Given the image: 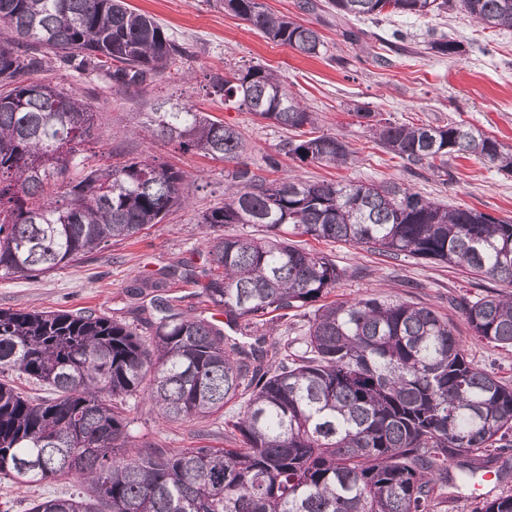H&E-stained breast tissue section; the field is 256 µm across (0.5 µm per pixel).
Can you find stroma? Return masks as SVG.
Masks as SVG:
<instances>
[{
	"label": "stroma",
	"mask_w": 512,
	"mask_h": 512,
	"mask_svg": "<svg viewBox=\"0 0 512 512\" xmlns=\"http://www.w3.org/2000/svg\"><path fill=\"white\" fill-rule=\"evenodd\" d=\"M131 7L158 20L185 52L162 77L142 89L116 93L103 78L49 64L37 80L77 91L99 114L96 138L84 150L86 168L120 165L146 155L184 171L190 178L188 207L172 211L161 223L138 237L38 277L0 279V309L24 311H81L132 321L136 309L149 298L132 296L139 278L172 268L175 276L166 299L183 315L209 321L220 311L202 301L199 286L186 278L187 266H203L207 227L202 213L224 202V176L230 163L186 152L177 144L152 138L144 126L147 113L187 103L207 112L241 133L244 161L263 167L266 155L277 156L279 176L304 181L395 182L450 207H469L499 218L512 217V174L497 171L475 158L449 157L447 171L395 157L374 142L363 111L380 112L400 122L442 126L451 121L469 124L512 147V29H482L460 10L427 18L388 16L373 20L341 21L325 0L305 11L302 0H263L272 12L316 28L328 51L308 57L275 43L247 21L225 12L219 0H127ZM404 39L393 42L394 31ZM447 34L460 52L448 59L427 48L430 31ZM262 65L281 75L307 111L313 112L321 132L346 142L354 151L343 167L294 161L284 151L298 130H286L251 113L234 109L212 94L206 77ZM299 247L329 254L350 276L332 290L330 300L367 295L391 296L428 306L448 316L470 360L512 386V352L472 336L451 298L474 297L494 288V281L459 268L405 257L387 258L365 247L341 242L298 238ZM241 409L225 406L223 415L202 423H167L146 401L132 406L133 434L138 443L167 448L209 444L227 447L224 420ZM504 470L503 484L480 481L473 486L442 488L441 512H474L477 499H493L512 488V451L504 450L491 464ZM67 480H45L27 486L0 480V503L10 512H27L31 500L69 491Z\"/></svg>",
	"instance_id": "1"
}]
</instances>
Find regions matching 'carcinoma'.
<instances>
[{"instance_id":"cac0c4a2","label":"carcinoma","mask_w":512,"mask_h":512,"mask_svg":"<svg viewBox=\"0 0 512 512\" xmlns=\"http://www.w3.org/2000/svg\"><path fill=\"white\" fill-rule=\"evenodd\" d=\"M345 18H416L459 8L487 28L512 29V0H329ZM269 40L300 54L327 51L319 32L268 12L261 0H222ZM437 56L459 53L440 35ZM183 54L150 15L126 0H0V279L49 274L115 240L138 236L188 200V176L151 156L83 170L63 192L51 183L83 166L80 146L96 113L76 91L33 79L58 62L98 71L117 93L163 75ZM213 94L287 129L315 123L282 76L252 65L211 76ZM375 119L378 144L445 170L453 154L512 172V152L464 123L406 125ZM157 137L234 164L224 205L200 217L207 238L206 302L241 334L310 310L285 354L270 362L216 324L157 296L169 273L133 293H155L139 324L90 311L0 309V478L72 479L71 493L33 500L28 512H436L448 461L472 457L456 480L487 472L483 457L512 448V388L469 360L455 324L435 310L376 296L324 303L348 277L331 256L294 236L366 247L384 257L448 263L512 286V220L449 209L396 183L269 180L241 161L242 135L189 104L147 113ZM301 163L342 166L331 134L288 141ZM456 305L478 340L512 349V293L491 290ZM22 376L51 393L32 399ZM172 423L224 422L232 448L137 446L130 401ZM480 512H512V492Z\"/></svg>"}]
</instances>
